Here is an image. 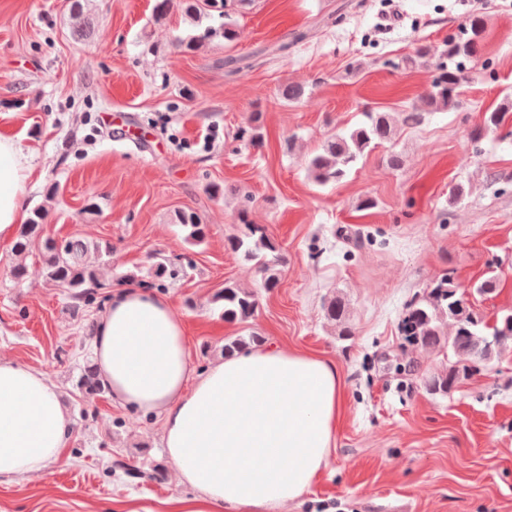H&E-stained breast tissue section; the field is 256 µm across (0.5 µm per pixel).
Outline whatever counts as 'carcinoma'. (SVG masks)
Segmentation results:
<instances>
[{
    "label": "carcinoma",
    "mask_w": 512,
    "mask_h": 512,
    "mask_svg": "<svg viewBox=\"0 0 512 512\" xmlns=\"http://www.w3.org/2000/svg\"><path fill=\"white\" fill-rule=\"evenodd\" d=\"M215 0H179V6L186 18L199 23L203 12L214 7ZM485 26L479 16L469 18L458 32L448 37L444 48L439 51L437 74L423 95L428 108L432 111H455L461 107L459 91L469 80L466 63L473 61L480 53L484 39ZM217 35L224 41L234 43L240 38L238 27L230 20L219 28L207 27L197 35L176 40V47L183 51H193L197 46ZM512 107L501 105L484 113L483 120L474 130L475 138L493 133L505 124L512 122L509 112ZM422 113L417 109L401 112L394 116L390 112H364L362 120L346 132L329 136L321 145L320 151L308 162V174L320 185L336 183L353 169L360 159L394 137L397 126H414L421 122ZM45 212L35 209L21 228L13 244V251L21 256L34 250L42 263L45 280L62 288L71 300L73 311L95 303L102 283L97 269L84 262L83 257L89 249H94L99 256L109 257L112 247L97 242L88 243L80 239L65 238L61 241L43 235ZM175 221L187 230L186 240L191 244L202 243L207 236L206 225L192 210H180L175 214ZM230 250L245 261L254 263L261 275V287L271 290L278 286L277 266L283 258L278 248L260 227L249 228V233L228 240ZM154 281H144L146 288L157 287V282L164 279H176L183 269L174 265L169 259L158 254L152 265ZM213 302L222 304L224 320L245 323L251 319L259 305L256 292L239 288L233 284H224L216 292ZM512 317V310L496 317L487 324L477 319L467 306L464 293L460 292L453 279L445 275L430 290L426 297L412 302L402 321V332L412 344L430 350L447 343L448 349L459 357L470 361H485L493 352L512 342V326H505V320ZM454 325V334L444 332L448 324ZM494 342L492 348L486 347V341ZM264 338L251 335L238 337L224 342L223 353L232 357L243 351L259 346ZM469 365L461 360L448 366L444 373L434 375L426 381L427 389L433 394L446 395L465 377ZM76 387L88 395H98L108 391L100 378L96 363L85 360L81 368Z\"/></svg>",
    "instance_id": "carcinoma-1"
}]
</instances>
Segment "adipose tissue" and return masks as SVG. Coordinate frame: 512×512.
<instances>
[{
  "label": "adipose tissue",
  "instance_id": "obj_1",
  "mask_svg": "<svg viewBox=\"0 0 512 512\" xmlns=\"http://www.w3.org/2000/svg\"><path fill=\"white\" fill-rule=\"evenodd\" d=\"M30 174L17 141L0 136V241L15 235ZM93 348L113 402L161 419L175 477L196 491L170 512H282L328 467L342 401L324 358L263 347L196 371L182 319L141 287L113 290ZM72 432L48 378L1 357L0 478L42 472Z\"/></svg>",
  "mask_w": 512,
  "mask_h": 512
}]
</instances>
